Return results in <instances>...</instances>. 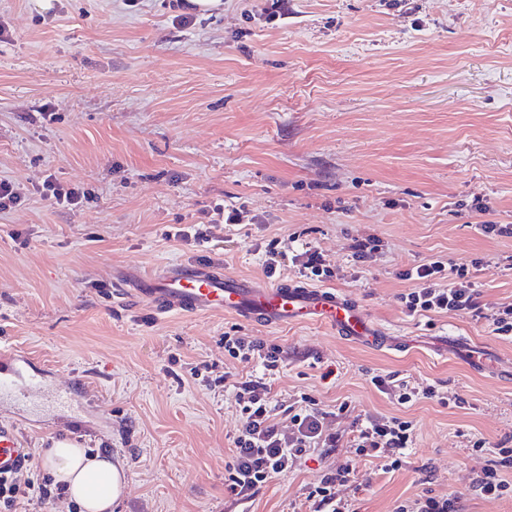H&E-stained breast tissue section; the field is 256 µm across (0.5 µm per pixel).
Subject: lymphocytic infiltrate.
I'll return each instance as SVG.
<instances>
[{"label": "lymphocytic infiltrate", "mask_w": 512, "mask_h": 512, "mask_svg": "<svg viewBox=\"0 0 512 512\" xmlns=\"http://www.w3.org/2000/svg\"><path fill=\"white\" fill-rule=\"evenodd\" d=\"M481 264L478 258L467 265L453 266L430 260L402 271V279L414 283L410 292L400 296L404 314L416 318L430 313H464L486 320L494 335L512 339V304L489 311L480 301L481 293L472 279V271ZM291 266L309 281L319 282L332 275L317 248L308 245L301 253L289 257L279 250L277 241H270L265 247L266 277L279 279ZM224 351L235 363L259 365L265 376L276 375L282 363L278 346L257 344L242 336H225ZM233 387L243 424L234 439L232 461L226 467L225 484L231 494L248 497L310 449L337 447L339 437L328 429V412L318 408L308 394H300L289 406L288 425L283 428L274 420L275 407L264 380L237 381ZM414 437L412 421L399 416H381L361 426L354 446L359 455L382 459L383 470L389 473L405 465ZM469 446L477 454L489 451L494 454L473 480L476 494L493 500L512 497V482L503 476L505 470L512 469V448L503 443L493 448L479 437L471 438ZM354 478L355 471L347 464L325 474L308 490L311 512H351L348 503L337 498L335 488ZM50 497L49 481L35 482L32 469L0 477V507L5 512H13L20 500Z\"/></svg>", "instance_id": "obj_1"}]
</instances>
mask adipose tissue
I'll return each instance as SVG.
<instances>
[{
	"label": "adipose tissue",
	"mask_w": 512,
	"mask_h": 512,
	"mask_svg": "<svg viewBox=\"0 0 512 512\" xmlns=\"http://www.w3.org/2000/svg\"><path fill=\"white\" fill-rule=\"evenodd\" d=\"M44 465L82 512H110L126 487L125 470L110 454H90L75 443L59 442L47 449Z\"/></svg>",
	"instance_id": "adipose-tissue-1"
}]
</instances>
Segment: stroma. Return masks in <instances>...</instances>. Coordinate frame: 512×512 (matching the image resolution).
I'll return each mask as SVG.
<instances>
[{"label": "stroma", "instance_id": "obj_1", "mask_svg": "<svg viewBox=\"0 0 512 512\" xmlns=\"http://www.w3.org/2000/svg\"><path fill=\"white\" fill-rule=\"evenodd\" d=\"M0 0V179L22 199L0 213V346L24 352L40 385L17 419L32 461L54 441L109 449L127 467L112 512H309L310 486L348 462L337 486L353 512H395L452 495L462 512H512L471 481L487 462L471 437L512 439V340L464 314L411 319L400 271L482 259L486 307L512 303V0H222L177 23L170 0ZM54 177L92 193L82 206L44 199ZM240 210L213 224L215 204ZM485 213H478V206ZM205 230L197 246L167 238ZM381 248L358 264L354 240ZM309 242L334 271L327 287L410 343L404 353L353 344L318 324L266 327L224 314L162 315L116 291V270L212 263L263 278V245ZM278 345L276 404L300 393L350 404L318 448L239 498L224 485L242 419L224 335ZM487 346L483 372L431 339ZM435 386L463 406L396 404L372 376ZM413 421L407 465L386 473L356 456L357 424Z\"/></svg>", "mask_w": 512, "mask_h": 512}]
</instances>
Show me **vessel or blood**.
Returning a JSON list of instances; mask_svg holds the SVG:
<instances>
[{"mask_svg":"<svg viewBox=\"0 0 512 512\" xmlns=\"http://www.w3.org/2000/svg\"><path fill=\"white\" fill-rule=\"evenodd\" d=\"M116 289L131 288L159 313H225L266 326L319 323L354 343L401 351L405 342L373 322L361 306L332 288H313L299 282L263 285L217 268L177 263L138 276L133 285L114 277ZM26 356L0 349V396L18 386ZM26 462V450L18 428L0 424V473L13 472Z\"/></svg>","mask_w":512,"mask_h":512,"instance_id":"1","label":"vessel or blood"}]
</instances>
